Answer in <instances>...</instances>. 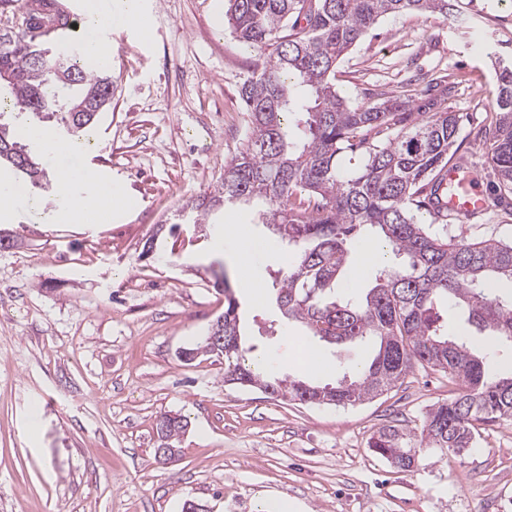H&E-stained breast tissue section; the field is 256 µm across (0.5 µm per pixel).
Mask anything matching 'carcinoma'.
I'll list each match as a JSON object with an SVG mask.
<instances>
[{"label":"carcinoma","mask_w":512,"mask_h":512,"mask_svg":"<svg viewBox=\"0 0 512 512\" xmlns=\"http://www.w3.org/2000/svg\"><path fill=\"white\" fill-rule=\"evenodd\" d=\"M57 0H0V116L29 121L55 117L84 144L98 112L112 105L114 83L88 68L85 54L51 39ZM407 13L458 18L454 0H227L225 18L255 69L240 89L247 113L246 144L224 165L220 182L184 207L183 221L200 226L215 209L263 201L261 223L272 226L295 258L277 271L276 304L285 322L329 344L360 343L370 359L354 379L319 385L307 378H267L252 367L241 341L238 302L224 275V381H246L290 401L353 406L396 386L417 365L448 374L453 396L432 406L421 424L380 427L368 447L402 471L421 453L467 451L479 426L512 421V376L493 379L480 341L448 335L438 309L466 316L490 348L512 351V295L489 288L512 282V243L448 236L438 212L441 175L456 152L459 117L444 106L413 117L408 99L351 103L336 90V65L380 19ZM495 117L485 129L498 176L495 200L512 196V65L495 62ZM32 127L0 123V162L34 188L50 176L27 150ZM440 228L433 229L434 225ZM375 228L401 262L377 270L372 285L350 298L336 285L348 272V246L371 243ZM188 426L162 417L157 435L173 445Z\"/></svg>","instance_id":"1"}]
</instances>
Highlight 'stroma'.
<instances>
[{
	"mask_svg": "<svg viewBox=\"0 0 512 512\" xmlns=\"http://www.w3.org/2000/svg\"><path fill=\"white\" fill-rule=\"evenodd\" d=\"M141 41L112 30L111 108L81 166L118 184L128 211L101 224L53 218L55 196L0 218L18 244L0 249V512H512V421L482 429L475 448L434 456L413 471L368 446L381 426L419 427L447 400L446 373L415 367L383 395L342 408L307 405L224 381L223 359L182 361L224 311L214 274L226 271L245 346L270 374L300 375L303 328L284 323L274 273L286 252L254 204L215 211L204 228L169 224L215 186L243 148L239 96L255 55L229 32L224 0H148ZM460 22L431 15L384 19L336 69L355 103L380 93L438 104L461 119L460 159L492 192L480 131L492 117L495 71L482 40L512 61V0H460ZM249 225L270 248L253 266L265 292L252 301L218 240ZM469 240L512 242V212L449 224ZM127 289H119V282ZM181 415L177 460L155 458L156 424Z\"/></svg>",
	"mask_w": 512,
	"mask_h": 512,
	"instance_id": "1",
	"label": "stroma"
}]
</instances>
